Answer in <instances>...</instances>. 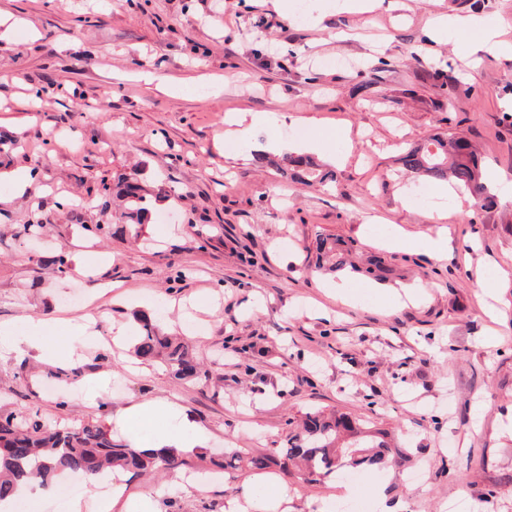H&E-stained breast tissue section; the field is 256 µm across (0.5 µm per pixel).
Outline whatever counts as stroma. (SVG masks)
Listing matches in <instances>:
<instances>
[{
    "mask_svg": "<svg viewBox=\"0 0 512 512\" xmlns=\"http://www.w3.org/2000/svg\"><path fill=\"white\" fill-rule=\"evenodd\" d=\"M271 0H0V173L28 167L31 188L0 183V323L97 313L100 343L82 351L81 375L44 371L37 351L0 357V414L39 412L50 426L103 421L114 427L146 400L176 403L209 433L183 465L157 480L127 478L136 496L169 486L164 512H225L255 470L208 472L211 456L240 450L269 456L266 474L295 496L291 512L323 499L350 512H465L493 502L512 512V308L487 315L486 275L501 276L512 301V202L489 206L434 197L416 203L423 177L403 153L433 136L475 146L487 169L512 178V55H481L469 78L471 35H431L437 14L505 21L512 0H381L369 12L329 11L319 24ZM348 58L345 68L331 66ZM223 79L213 93L209 84ZM266 112L249 144L224 140V118ZM341 132L319 161L331 188L297 184L259 162L267 141L299 144ZM136 181L151 207L135 229L101 239L115 193ZM446 211L448 258L386 250L392 226L433 233ZM375 223H366V216ZM40 222V242L16 243L22 224ZM342 239L382 257L385 281L346 270H315V241ZM66 254L71 272L51 260ZM110 264L90 268V257ZM345 285L348 299L331 297ZM424 287L412 304L385 307L387 292ZM149 303H142V295ZM81 305H70L71 297ZM184 338L208 377L175 380L148 363L134 373L138 318ZM130 331L122 346L112 330ZM111 377L99 406L75 382ZM352 412L384 432L401 463L358 477L306 482L278 457L304 413ZM208 475L213 488L188 496L180 484ZM352 496H343L344 487ZM103 478L66 474L37 512H68L94 498Z\"/></svg>",
    "mask_w": 512,
    "mask_h": 512,
    "instance_id": "1",
    "label": "stroma"
}]
</instances>
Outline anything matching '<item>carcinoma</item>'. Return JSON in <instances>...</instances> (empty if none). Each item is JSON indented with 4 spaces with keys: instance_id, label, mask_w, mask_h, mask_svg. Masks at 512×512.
Instances as JSON below:
<instances>
[{
    "instance_id": "carcinoma-1",
    "label": "carcinoma",
    "mask_w": 512,
    "mask_h": 512,
    "mask_svg": "<svg viewBox=\"0 0 512 512\" xmlns=\"http://www.w3.org/2000/svg\"><path fill=\"white\" fill-rule=\"evenodd\" d=\"M285 169L300 184L313 186L333 181V176L308 158L286 156ZM403 167L429 179L444 180L459 192L469 191L484 200L481 182L482 164L471 145L460 138L431 137L410 148L402 157ZM125 200L122 217L128 224H140L148 212L141 188L126 183L119 191ZM317 254L333 269L350 268L385 277L390 269L381 258L366 255L351 260L353 250L341 240L318 239ZM134 354L144 359H159L177 380H194L203 374L202 365L182 341L161 334L147 319L140 324ZM284 460L298 462L305 479L316 483L339 470L363 464L390 465L397 462L398 452L365 427L363 420L351 413H308L299 431L280 449ZM183 464L176 450L149 452L112 439L100 422L73 428L44 425L39 416L25 412L0 417V500L19 497L22 486L34 479L52 481L59 472L69 471L94 478L108 468H121L135 475L159 473ZM213 465L220 468L263 469L267 458L248 457L236 451L223 456Z\"/></svg>"
}]
</instances>
